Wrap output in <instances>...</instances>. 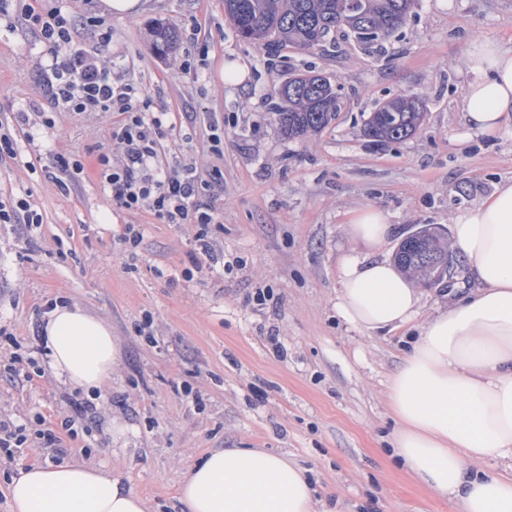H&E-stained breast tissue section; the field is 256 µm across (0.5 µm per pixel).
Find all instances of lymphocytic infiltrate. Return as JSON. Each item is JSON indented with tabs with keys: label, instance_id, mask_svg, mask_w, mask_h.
I'll return each mask as SVG.
<instances>
[{
	"label": "lymphocytic infiltrate",
	"instance_id": "f902f5d3",
	"mask_svg": "<svg viewBox=\"0 0 512 512\" xmlns=\"http://www.w3.org/2000/svg\"><path fill=\"white\" fill-rule=\"evenodd\" d=\"M33 18L45 42L68 46V53L54 55L44 79L55 106L72 112L118 113L121 123L112 136L123 147L121 164L109 155L96 158L103 184L113 203L128 209L146 208L167 224L192 221L209 224L213 216L201 201L210 187L193 168L171 175L158 164V135L162 118L150 112L133 85H113L111 70L96 53L73 47V28L59 7L35 13L27 0H0V19L16 14Z\"/></svg>",
	"mask_w": 512,
	"mask_h": 512
}]
</instances>
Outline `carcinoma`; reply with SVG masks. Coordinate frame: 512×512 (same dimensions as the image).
Returning a JSON list of instances; mask_svg holds the SVG:
<instances>
[{"instance_id":"obj_1","label":"carcinoma","mask_w":512,"mask_h":512,"mask_svg":"<svg viewBox=\"0 0 512 512\" xmlns=\"http://www.w3.org/2000/svg\"><path fill=\"white\" fill-rule=\"evenodd\" d=\"M416 0H224L238 35L275 48L311 49L339 28L347 27L361 39L386 38L400 30L415 8ZM274 105L281 134L302 140L323 131L335 115L339 97L331 81L312 72L298 73L277 92ZM425 103L418 97L389 99L383 110H374L364 133L377 143H398L419 128ZM448 256V239L431 234L401 242L395 261L426 284L440 277L441 262Z\"/></svg>"}]
</instances>
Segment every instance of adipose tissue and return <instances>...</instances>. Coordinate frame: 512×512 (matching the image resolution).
<instances>
[{
	"mask_svg": "<svg viewBox=\"0 0 512 512\" xmlns=\"http://www.w3.org/2000/svg\"><path fill=\"white\" fill-rule=\"evenodd\" d=\"M470 69L468 132L512 127V52L476 46ZM389 230L379 209L353 216L346 233L365 250L341 256L335 307L368 334L418 328L388 381L392 454L457 512H512V479L469 467L512 460V182L454 217L449 246L474 288L449 291L435 315L422 317L413 279L376 258ZM43 339L63 383L88 392L111 379L119 351L104 319L59 303L44 316ZM9 495L11 512H152L121 477L80 459L20 468ZM178 500L182 512H321L305 471L261 448L210 449L186 467Z\"/></svg>",
	"mask_w": 512,
	"mask_h": 512,
	"instance_id": "adipose-tissue-1",
	"label": "adipose tissue"
}]
</instances>
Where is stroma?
<instances>
[{"label": "stroma", "mask_w": 512, "mask_h": 512, "mask_svg": "<svg viewBox=\"0 0 512 512\" xmlns=\"http://www.w3.org/2000/svg\"><path fill=\"white\" fill-rule=\"evenodd\" d=\"M105 21L112 40L99 54L113 82L134 85L164 115L162 168L217 177L202 197L214 222L166 224L113 204L96 157H119L120 115L51 105L43 74L53 48L23 17L0 26V130L17 146L0 159V200L26 198L42 217L0 223V419L27 426L12 457L0 456V512H9L17 467L75 456L118 470L155 512H181L179 479L211 448L288 455L337 512H452L389 456L397 423L388 381L407 342L337 316L338 261L353 246L345 226L355 210L386 213L393 232L382 253L391 257L417 228L450 230L459 209L512 181V131L466 135L464 112L467 52L478 40L512 49V0H419L389 38L339 30L308 51L241 39L224 0H147L137 16ZM159 23L177 33L176 52L155 49ZM227 59L246 68L243 85H225ZM303 70L331 79L340 110L297 141L282 136L273 105ZM405 94L426 104L420 128L399 143L372 142L370 112ZM58 153L83 165L61 184ZM130 225L141 235L135 246L124 241ZM201 232L213 258L194 252ZM51 300L112 327L120 363L92 415L76 411L84 394L47 365L39 335Z\"/></svg>", "instance_id": "35a3bbf8"}]
</instances>
